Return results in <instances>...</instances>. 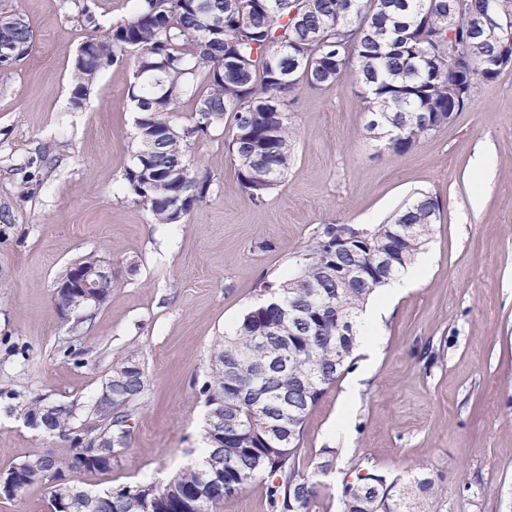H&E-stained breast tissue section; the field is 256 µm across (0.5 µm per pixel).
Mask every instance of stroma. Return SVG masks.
Instances as JSON below:
<instances>
[{"label":"stroma","mask_w":512,"mask_h":512,"mask_svg":"<svg viewBox=\"0 0 512 512\" xmlns=\"http://www.w3.org/2000/svg\"><path fill=\"white\" fill-rule=\"evenodd\" d=\"M91 9L93 26L65 0H0V14H24L34 34L29 55L0 74V389L81 415L128 357L146 380L111 470L68 480L100 492L173 476L204 444L198 389L213 342L262 302L260 280L293 275L324 225L375 226L423 193L440 203L431 268L384 318L351 423L331 428L340 380L306 418L303 469L336 458L313 512H341L361 459L391 479L427 468L441 512H512V68L402 155L369 131L354 77L302 91L287 107L297 129L288 172L259 205L239 186L220 124L188 149L205 198L181 223L158 224L124 180L137 136L133 62L105 69L82 110L69 106L77 48L129 18L133 3ZM480 144L495 154L485 186L471 164ZM87 254L110 263L112 292L79 324L54 292ZM60 446L22 412L0 409V472Z\"/></svg>","instance_id":"stroma-1"}]
</instances>
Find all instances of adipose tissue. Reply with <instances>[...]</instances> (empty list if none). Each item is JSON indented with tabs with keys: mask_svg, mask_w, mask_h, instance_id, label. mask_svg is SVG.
<instances>
[{
	"mask_svg": "<svg viewBox=\"0 0 512 512\" xmlns=\"http://www.w3.org/2000/svg\"><path fill=\"white\" fill-rule=\"evenodd\" d=\"M430 259L420 256L414 263L407 266L396 278L388 281L379 289L376 297L364 306L360 315L362 336L359 352L362 360L358 369L352 374L345 385L342 403L333 424L334 429H345L350 419L352 401L374 367L380 352L379 329L383 318L387 315L394 302L409 288L414 287L428 272Z\"/></svg>",
	"mask_w": 512,
	"mask_h": 512,
	"instance_id": "1",
	"label": "adipose tissue"
}]
</instances>
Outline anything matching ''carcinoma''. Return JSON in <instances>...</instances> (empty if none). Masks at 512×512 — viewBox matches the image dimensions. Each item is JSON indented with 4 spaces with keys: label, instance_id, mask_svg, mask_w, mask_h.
I'll return each instance as SVG.
<instances>
[{
    "label": "carcinoma",
    "instance_id": "cac0c4a2",
    "mask_svg": "<svg viewBox=\"0 0 512 512\" xmlns=\"http://www.w3.org/2000/svg\"><path fill=\"white\" fill-rule=\"evenodd\" d=\"M134 0L130 18L88 39L75 54L69 102L78 111L101 72L129 55L135 70L127 95L138 103L137 148L124 179L135 204L157 224H177L202 199L207 181L193 176L187 149L211 128L233 117L225 140L242 190L255 202L282 181L292 159L295 129L286 104L303 89L323 90L350 73L365 88L372 114L369 129L391 154H404L448 124L472 100L478 87L496 79L511 62L502 61L506 37L473 33L485 0ZM0 37L27 47L33 43L28 20L3 16ZM192 103V120L178 123L181 101ZM439 202L422 194L385 224L370 228L368 240L329 253L324 226L298 271L264 285L282 317L261 305L235 329L216 340L206 379L199 387L207 410L224 412V429L206 414L208 457L186 467L167 484L125 485L93 501V494L66 479L73 471H108L112 463L93 461L69 443L74 430L92 424L108 437L135 417L145 391L140 363L129 357L113 368L112 400L98 396L82 419L70 412L45 415L40 401L24 408L26 418L46 417L52 433L68 447L27 457L41 472L20 462L13 498L43 486L61 512H175L182 497L202 493L201 512L233 497L266 476L271 512H312L318 483L333 460L310 473L300 455L306 417L329 386L353 361L357 318L373 293L410 264L428 240ZM392 254L389 275L374 270L380 251ZM361 266L363 277L338 288L336 264ZM275 424L294 432L279 447L268 434ZM345 484L342 512H437L435 478L424 470L405 479L387 477L364 461Z\"/></svg>",
    "mask_w": 512,
    "mask_h": 512
}]
</instances>
